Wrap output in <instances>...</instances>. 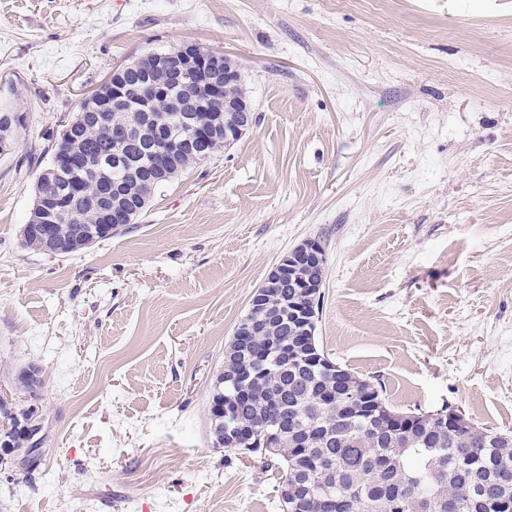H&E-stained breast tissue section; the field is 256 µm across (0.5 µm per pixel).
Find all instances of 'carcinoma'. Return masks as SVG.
<instances>
[{
    "label": "carcinoma",
    "mask_w": 512,
    "mask_h": 512,
    "mask_svg": "<svg viewBox=\"0 0 512 512\" xmlns=\"http://www.w3.org/2000/svg\"><path fill=\"white\" fill-rule=\"evenodd\" d=\"M150 57L116 69L124 74L130 86L131 103L100 113L99 117L82 118L92 111L88 99L80 103L79 113L69 119L71 128L62 130L53 143L52 155L76 149L66 165H49L39 176L35 197L55 195L74 178H83L81 195L60 202V213L49 217L53 233L69 238L81 226L98 224L96 200L100 198L103 180L112 179L126 184L141 207L131 222L119 227L104 226L112 238L126 233L131 224L144 213L149 201L165 181L159 179V157L151 147L152 137H143L139 163L129 169L115 164L121 148L112 145L108 128L114 121L136 129L144 126L154 132L158 119L165 129L187 133L182 116L194 112L195 103L208 95V84L224 82V66L217 64L206 78H183L176 73L158 75L154 80L164 83L169 101L156 99L152 83L146 81ZM224 149V140L211 141L204 150L186 154L164 164L168 179H173L198 164L211 159ZM298 296L289 288H280L266 299L265 309L275 319L268 326L270 335L285 339L287 322L292 319L293 304ZM247 365L258 375L246 388L249 395L243 405L240 423L256 429L274 420L272 398L282 394L287 398L288 411L302 428L316 436L327 432L329 443L314 445L291 458L288 434L278 442L279 452L267 455L263 442L240 439L227 450L247 457L258 456L265 466L284 472V478L302 486L305 493L303 512H321L323 498H331L345 507L344 512H448L453 502L454 512H482L484 497L512 500V438L489 442L484 436L495 432L478 428L471 436L448 430L438 413L417 414L415 430L393 428L392 417L401 411L390 407L383 390L358 374L341 366L334 374L318 370L299 374L298 362L284 355L272 354L263 364H254L247 354L230 359L229 369ZM336 391V404L323 406L318 401L324 390ZM356 393L357 411L341 412L339 396ZM34 416L31 409L10 410L0 400V434L12 437L17 448L28 447V438L21 426Z\"/></svg>",
    "instance_id": "carcinoma-1"
}]
</instances>
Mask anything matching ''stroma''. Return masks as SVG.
I'll return each mask as SVG.
<instances>
[{
	"label": "stroma",
	"mask_w": 512,
	"mask_h": 512,
	"mask_svg": "<svg viewBox=\"0 0 512 512\" xmlns=\"http://www.w3.org/2000/svg\"><path fill=\"white\" fill-rule=\"evenodd\" d=\"M230 54L255 127L82 252L26 247L51 145L118 65ZM0 396L41 371V457L0 512H282L213 447L212 384L278 261L322 242L317 336L406 412L512 433V0H0Z\"/></svg>",
	"instance_id": "stroma-1"
}]
</instances>
